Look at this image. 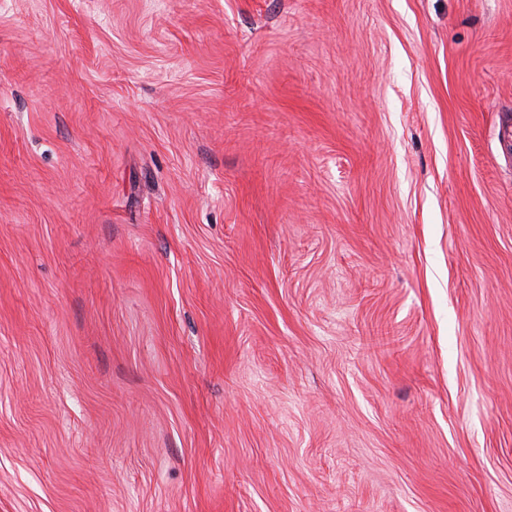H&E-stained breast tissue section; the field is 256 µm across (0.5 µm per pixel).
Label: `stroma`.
Masks as SVG:
<instances>
[{
  "mask_svg": "<svg viewBox=\"0 0 512 512\" xmlns=\"http://www.w3.org/2000/svg\"><path fill=\"white\" fill-rule=\"evenodd\" d=\"M512 0L0 6V512H512Z\"/></svg>",
  "mask_w": 512,
  "mask_h": 512,
  "instance_id": "obj_1",
  "label": "stroma"
}]
</instances>
